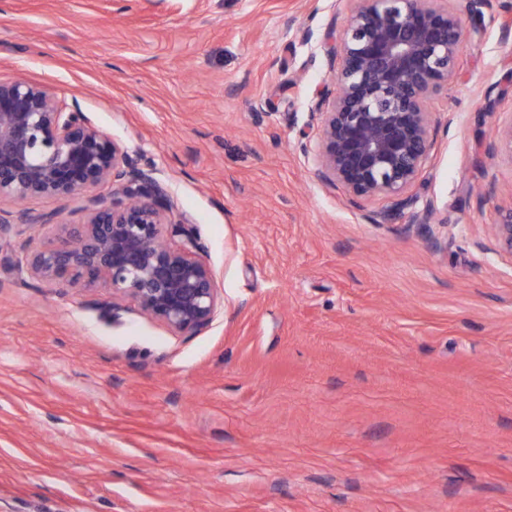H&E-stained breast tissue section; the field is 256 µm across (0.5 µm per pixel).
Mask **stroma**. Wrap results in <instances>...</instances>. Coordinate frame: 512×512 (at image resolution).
Wrapping results in <instances>:
<instances>
[{
  "instance_id": "1",
  "label": "stroma",
  "mask_w": 512,
  "mask_h": 512,
  "mask_svg": "<svg viewBox=\"0 0 512 512\" xmlns=\"http://www.w3.org/2000/svg\"><path fill=\"white\" fill-rule=\"evenodd\" d=\"M353 0H0V79L151 157L224 304L173 333L50 288L0 241V512H512V203L502 16L466 34L412 192L376 224L298 139ZM271 109H262V102ZM117 303V314L107 304ZM492 232L499 251L512 257V203L507 207L498 208Z\"/></svg>"
}]
</instances>
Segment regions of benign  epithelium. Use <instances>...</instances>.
Returning a JSON list of instances; mask_svg holds the SVG:
<instances>
[{"label": "benign epithelium", "mask_w": 512, "mask_h": 512, "mask_svg": "<svg viewBox=\"0 0 512 512\" xmlns=\"http://www.w3.org/2000/svg\"><path fill=\"white\" fill-rule=\"evenodd\" d=\"M471 17L512 13V0H467ZM465 30L448 0H356L341 30L322 38L332 87L309 107L317 137L308 148L313 174L343 190L354 206L384 198L374 222L428 225L433 202L416 209L408 194L434 145L430 101L457 77ZM512 160V122L488 146ZM34 197L79 199L83 220L68 224L34 214ZM0 238L20 228L54 226L57 245L22 247L17 270L46 286L102 285L112 300L130 298L140 312L176 334L216 319L221 300L191 221L176 212L154 162L130 152L87 113L63 103L50 86L17 76L0 80ZM493 237L512 257V204L497 211ZM181 236V248L171 239Z\"/></svg>", "instance_id": "obj_1"}]
</instances>
